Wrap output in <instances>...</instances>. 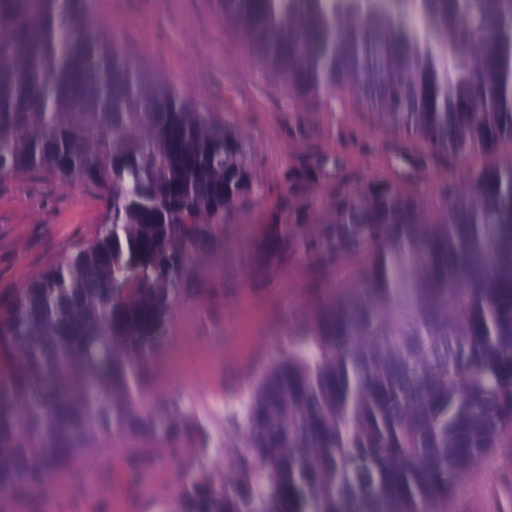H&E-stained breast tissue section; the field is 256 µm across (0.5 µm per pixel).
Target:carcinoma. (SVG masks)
Segmentation results:
<instances>
[{"label":"carcinoma","mask_w":512,"mask_h":512,"mask_svg":"<svg viewBox=\"0 0 512 512\" xmlns=\"http://www.w3.org/2000/svg\"><path fill=\"white\" fill-rule=\"evenodd\" d=\"M218 0L296 99L349 93L439 158L479 152L430 217L415 192L343 196L312 301L242 403L247 446L149 393L186 261L252 190L243 138L88 26L95 0H0V174L97 189L104 218L0 298V490L47 491L116 434L184 448L180 512H437L512 428V0Z\"/></svg>","instance_id":"carcinoma-1"}]
</instances>
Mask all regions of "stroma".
<instances>
[{
    "label": "stroma",
    "mask_w": 512,
    "mask_h": 512,
    "mask_svg": "<svg viewBox=\"0 0 512 512\" xmlns=\"http://www.w3.org/2000/svg\"><path fill=\"white\" fill-rule=\"evenodd\" d=\"M90 23L111 33L131 63L237 129L251 152L254 191L210 237L209 264L186 262L169 314L166 350L183 349L188 367L166 370L162 358L153 367L154 392L179 394L217 438L244 446L246 426L230 418L237 399L282 359L313 297L351 284L353 255L314 250L329 234L326 214L337 196L413 186L432 211L448 176L464 177L471 161L457 159L447 171L422 143L385 129L351 95L297 101L265 78L216 0H99ZM102 213L91 186L39 173L0 176V295L26 288L76 243H90ZM277 224L292 228L281 256L274 252ZM143 454L157 458L146 486L130 478ZM194 463L193 453L176 465L155 443L116 437L77 462L63 492L0 491V512H150L158 501L179 512L169 475ZM445 510L512 512V431L457 484Z\"/></svg>",
    "instance_id": "obj_1"
}]
</instances>
